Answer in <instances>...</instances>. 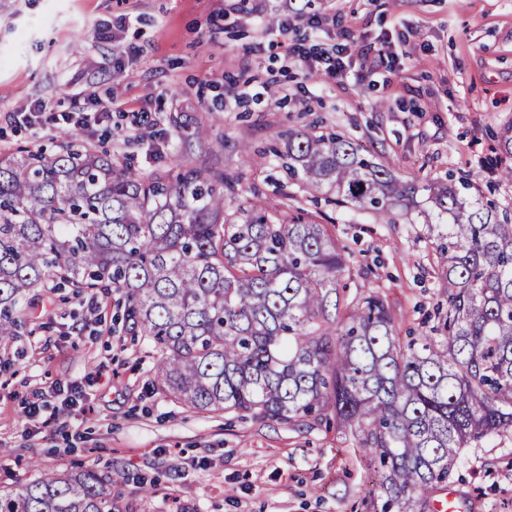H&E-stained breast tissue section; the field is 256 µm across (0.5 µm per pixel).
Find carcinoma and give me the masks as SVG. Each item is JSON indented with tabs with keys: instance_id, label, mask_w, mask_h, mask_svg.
I'll return each instance as SVG.
<instances>
[{
	"instance_id": "cac0c4a2",
	"label": "carcinoma",
	"mask_w": 512,
	"mask_h": 512,
	"mask_svg": "<svg viewBox=\"0 0 512 512\" xmlns=\"http://www.w3.org/2000/svg\"><path fill=\"white\" fill-rule=\"evenodd\" d=\"M291 180L383 219L421 190L443 260L435 335L408 340L377 293L340 300L346 247L328 224L193 163L145 175L67 143L0 159V345L50 279L114 288L157 352L152 383L199 411L333 422L374 464L371 512H429L465 449L512 429V217L470 179L419 187L335 132L299 130ZM93 466L0 488V512H134Z\"/></svg>"
}]
</instances>
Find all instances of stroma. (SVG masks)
<instances>
[{"label":"stroma","mask_w":512,"mask_h":512,"mask_svg":"<svg viewBox=\"0 0 512 512\" xmlns=\"http://www.w3.org/2000/svg\"><path fill=\"white\" fill-rule=\"evenodd\" d=\"M106 26L113 40L98 37ZM343 28L354 39L336 78L303 74L286 52L331 47ZM93 96L118 105L112 135L82 132L78 146L144 174L178 160L222 170L242 202L294 194L335 223L347 294L379 292L402 334L436 323L423 217L316 201L274 155L289 131L341 133L407 181L472 177L484 201L512 209L499 175L512 157L495 150L512 123V0H0V157L64 142L62 127L17 126L11 112H76ZM141 110L152 121L134 125ZM117 299L48 283L21 302L20 334L0 346V486L95 465L135 512H365L374 471L350 434L188 409L152 386L154 349ZM70 381L82 408L61 407L56 386ZM450 486L461 512H512V430L466 449Z\"/></svg>","instance_id":"35a3bbf8"}]
</instances>
